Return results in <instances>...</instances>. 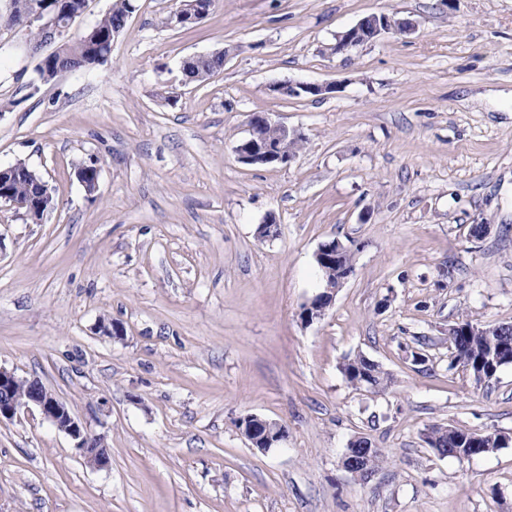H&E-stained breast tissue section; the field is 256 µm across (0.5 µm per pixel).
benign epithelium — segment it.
<instances>
[{"label": "benign epithelium", "instance_id": "obj_1", "mask_svg": "<svg viewBox=\"0 0 512 512\" xmlns=\"http://www.w3.org/2000/svg\"><path fill=\"white\" fill-rule=\"evenodd\" d=\"M46 0H9L8 10L18 14L30 23H39L42 42H54L62 39L68 33L72 23L80 16L67 8L65 0H58L55 9L45 8ZM199 16L198 0H182L180 7L169 16L173 25H183L194 21ZM372 29L373 36L385 34H402L410 31V26L387 14H374L362 19L355 26L338 36L335 45L336 53H346L365 42L363 33ZM272 90L283 96L322 98L336 90L333 83H297L276 84ZM303 134L296 128H288L273 120L270 114L256 112L249 119V136L236 146L238 160L247 165L287 166L294 159L293 154L279 149L284 141H297ZM38 209H24V214L41 221L43 215L54 209L53 195L47 184L41 185L37 197ZM349 253L338 239L332 238L320 244L315 260L319 263L331 264L343 259ZM330 300L317 295L303 306V319L310 323L321 318ZM39 409L43 417L51 422L58 430L68 434L75 440V448L87 464L97 469L108 467L109 455L107 449L101 447L100 441L92 438L85 429L70 414L68 408L39 380L27 379L16 375L15 372L0 367V421L11 420L17 414L30 406ZM251 425L246 431V438L255 443L260 441L265 452L279 446L286 440V427L257 415H249ZM343 467L351 474L361 472L365 475L372 473L373 449L363 448L357 454L346 453Z\"/></svg>", "mask_w": 512, "mask_h": 512}]
</instances>
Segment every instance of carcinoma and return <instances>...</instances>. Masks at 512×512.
Instances as JSON below:
<instances>
[{
	"label": "carcinoma",
	"mask_w": 512,
	"mask_h": 512,
	"mask_svg": "<svg viewBox=\"0 0 512 512\" xmlns=\"http://www.w3.org/2000/svg\"><path fill=\"white\" fill-rule=\"evenodd\" d=\"M137 9V0H112L109 11L89 29L69 39L65 53L75 59L79 68L90 70L106 62L104 56L112 51V34L121 27V22ZM224 67V56H200L183 64V73L189 82H203ZM43 178L24 162L17 164L14 172L0 179V188L10 196L26 202L35 198L38 183ZM455 336L450 340L449 367L461 366L473 376L477 384H489L495 376L487 372L492 356L500 346L512 344L511 336H502L490 325H481L470 320L456 322ZM342 373L355 388L379 391L387 386L388 377L378 365L364 356L347 360ZM430 434L433 445L454 457L462 453L474 457L485 453L487 448L497 447L498 434L467 428L434 427Z\"/></svg>",
	"instance_id": "carcinoma-1"
}]
</instances>
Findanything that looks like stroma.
Masks as SVG:
<instances>
[{
	"label": "stroma",
	"instance_id": "35a3bbf8",
	"mask_svg": "<svg viewBox=\"0 0 512 512\" xmlns=\"http://www.w3.org/2000/svg\"><path fill=\"white\" fill-rule=\"evenodd\" d=\"M177 5L138 0L107 63L48 82L52 45L0 25V166L56 201L38 224L0 202V367L110 458L90 467L21 410L0 422V512H512V365L487 386L448 366L458 320L512 324V0H215L190 30ZM381 13L413 31L334 53ZM218 50L223 69L186 83L182 60ZM254 112L303 132L289 166L238 161ZM332 238L354 273L308 325ZM358 354L386 389L347 383ZM249 415L285 443L254 449ZM442 425L510 441L461 461L426 443ZM360 436L385 455L364 482L342 466ZM271 88L273 91L283 96L312 97L319 99L334 92L336 85L333 83H284L273 85Z\"/></svg>",
	"mask_w": 512,
	"mask_h": 512
}]
</instances>
